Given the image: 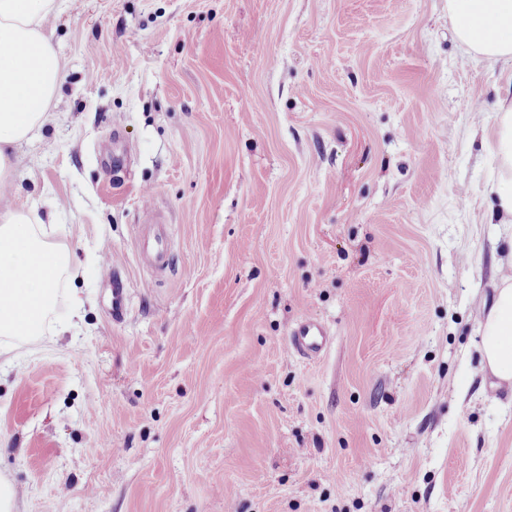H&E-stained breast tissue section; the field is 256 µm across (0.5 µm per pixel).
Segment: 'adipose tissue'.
Returning a JSON list of instances; mask_svg holds the SVG:
<instances>
[{
    "instance_id": "1",
    "label": "adipose tissue",
    "mask_w": 512,
    "mask_h": 512,
    "mask_svg": "<svg viewBox=\"0 0 512 512\" xmlns=\"http://www.w3.org/2000/svg\"><path fill=\"white\" fill-rule=\"evenodd\" d=\"M58 0H0V191L13 184L14 151L34 139L61 84L58 53L46 33ZM448 18L465 51L488 60H512V0H448ZM498 173L491 185L503 223L512 222V100L494 114ZM72 253L54 225L37 211L0 213V352L60 335L62 314L83 301ZM485 368L512 382V277L494 285L480 324Z\"/></svg>"
}]
</instances>
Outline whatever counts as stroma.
I'll return each instance as SVG.
<instances>
[{"label":"stroma","instance_id":"obj_1","mask_svg":"<svg viewBox=\"0 0 512 512\" xmlns=\"http://www.w3.org/2000/svg\"><path fill=\"white\" fill-rule=\"evenodd\" d=\"M47 32L63 80L0 209L50 215L83 308L0 355L16 512H512L478 350L512 223L472 127L512 61L448 0H63ZM290 344L298 355L309 358L319 354L328 344V333L324 326L306 321L293 331Z\"/></svg>","mask_w":512,"mask_h":512}]
</instances>
